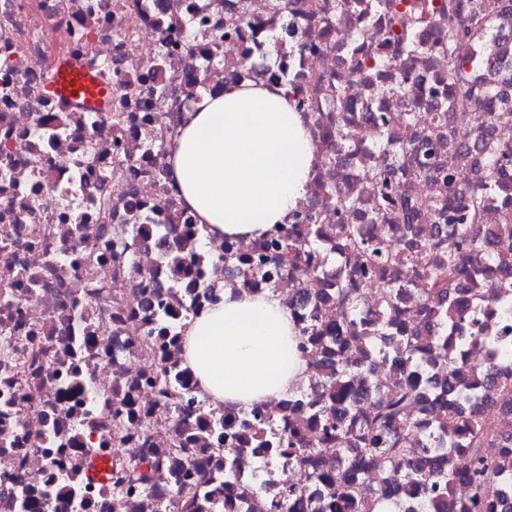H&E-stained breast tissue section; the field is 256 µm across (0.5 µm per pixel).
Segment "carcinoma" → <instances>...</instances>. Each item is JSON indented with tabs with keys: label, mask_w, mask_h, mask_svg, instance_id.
<instances>
[{
	"label": "carcinoma",
	"mask_w": 512,
	"mask_h": 512,
	"mask_svg": "<svg viewBox=\"0 0 512 512\" xmlns=\"http://www.w3.org/2000/svg\"><path fill=\"white\" fill-rule=\"evenodd\" d=\"M475 7L467 16H460L453 0H448V81L455 89L452 112L448 113V148L461 150L463 146L455 137L457 129L467 126L469 115L467 101L470 92L471 72L466 65L453 54L454 46L465 40L477 39L484 26L492 18L512 23V0H474ZM473 142L486 151V177L484 181L461 191L448 180V195L442 203L455 209L462 200H468V215L463 223L451 225L448 236L411 242L405 251L385 249L372 244L364 238L361 228L356 225H336L337 237L342 241L347 253L360 251L369 255V270L386 265L401 263L408 273L423 276L429 288L412 305L403 307L397 296L404 283H387L383 286V315L372 331H367L365 321L360 317L363 304V289L354 273H344L336 279L330 301L332 308L341 315V321L333 323L321 315L311 327L302 331L297 338L296 349L303 352L305 346H316L328 334H336V359L326 365L316 367L307 365V370L318 369L326 376L323 392L305 399L297 398V392L288 395V409L292 412L306 410L309 420L323 427L321 441L314 443L304 440L297 432L281 433L274 436L261 424L260 405L248 409L252 421L244 423L251 430L255 445L260 448H273L296 467L308 470L317 482L336 485V508L342 509L353 500L357 480L374 464L378 467L384 485L378 489L373 500V512H379L381 505H388L394 512L393 487L387 484L391 479H412L421 483L432 492L440 485L450 486L463 482L475 490L472 508L479 509L490 498L501 478H512V447L503 446L502 440L480 423V417L486 414L478 406L470 408L464 422L463 436H448L446 448H466L470 452L471 463L465 469L448 468L441 470L433 465L422 464L411 448V430L397 431L392 424L406 420L411 409L419 403L421 394L415 373L424 360L448 372V407L458 408L469 393L460 391L454 371L458 367L457 359L448 352L447 347L431 336H426L418 328L407 331L405 321L413 315L429 311V297L437 294L448 299V311L443 319L452 320L459 311L460 296L468 294L476 303L484 299L501 305L502 311L512 314V281L503 279L498 282L485 277L483 267L495 264V258L488 249L494 231L482 224L481 216L489 196L502 197L512 191V185L504 177V172L512 168V146L488 145L484 135L471 131ZM371 194L375 209L379 212L394 209L404 223L411 224L419 216L417 206L406 201L397 202L391 196L388 174L376 172L370 181ZM321 239V225L310 224L305 235H288V242L282 246V253L288 255L291 263L311 262ZM395 328L399 333L393 345L401 351L399 371L402 378L387 381L371 390L367 396L368 413L348 399L346 380L350 376H361L363 368L356 355L364 348H374L379 337ZM492 351L490 362L472 367L481 375L495 379L502 392L501 406H512V372L501 371V366H512V339H486ZM0 357L14 367L17 375L25 377L30 373L26 362L13 355L9 345L0 350ZM153 382L158 392L167 400L175 398L169 386L167 369H157ZM189 439L184 434H175L170 453L190 462ZM340 456V467L332 477L317 469L318 461L326 453ZM121 468L119 484L129 486L143 485L150 479L149 470L140 464H115ZM306 493V487L288 483L283 479L278 498L272 503L273 510L293 505L294 501Z\"/></svg>",
	"instance_id": "obj_1"
}]
</instances>
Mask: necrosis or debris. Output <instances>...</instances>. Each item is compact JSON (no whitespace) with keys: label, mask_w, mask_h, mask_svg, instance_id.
I'll use <instances>...</instances> for the list:
<instances>
[{"label":"necrosis or debris","mask_w":512,"mask_h":512,"mask_svg":"<svg viewBox=\"0 0 512 512\" xmlns=\"http://www.w3.org/2000/svg\"><path fill=\"white\" fill-rule=\"evenodd\" d=\"M442 0H0V335L18 355L42 349L32 401L13 370L0 364V512H19L38 498L44 512H180L178 488L196 512H269L282 480L308 484L307 471L259 452L240 438L243 412L216 414L194 443L190 469L165 456L175 430L194 426L205 398L184 364L182 336L190 321L231 291L273 293L297 329L315 312L345 257L340 224L360 225L372 240L406 245L457 223L440 205L443 179L465 189L482 180L481 154L448 149L439 125L454 91L448 55L472 73L468 111L473 127L492 112H512V27L488 23L478 41L453 51L435 43L446 29ZM62 57L91 67L112 90L108 105L71 106L47 86ZM229 83L294 91L297 111L326 159L312 171L305 197L288 223L261 243L225 239L202 251L195 213L184 206L162 164L154 135L174 139L202 95ZM123 112L113 125L112 112ZM355 134L336 143V129ZM426 164L412 179L403 163ZM394 174L397 197L432 204L419 224L396 216L371 220L373 173ZM338 187L354 207L325 199ZM318 212L325 235L311 272L300 276L275 245L290 226ZM408 280L406 302L426 282L398 265L366 275L365 309L383 303L381 281ZM163 359L184 396L160 400L147 378ZM123 409L122 437L110 420ZM415 454L429 457L457 421L433 408L412 411ZM149 464V488L117 492L87 483L73 465L87 449ZM462 483L428 494L401 485L398 512H469Z\"/></svg>","instance_id":"1"}]
</instances>
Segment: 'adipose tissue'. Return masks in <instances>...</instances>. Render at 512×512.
<instances>
[{
    "instance_id": "obj_1",
    "label": "adipose tissue",
    "mask_w": 512,
    "mask_h": 512,
    "mask_svg": "<svg viewBox=\"0 0 512 512\" xmlns=\"http://www.w3.org/2000/svg\"><path fill=\"white\" fill-rule=\"evenodd\" d=\"M165 162L209 238L254 240L285 223L318 153L286 89L233 84L188 113ZM294 337L277 297L227 296L191 323L183 355L213 405L246 409L286 398L304 379Z\"/></svg>"
}]
</instances>
